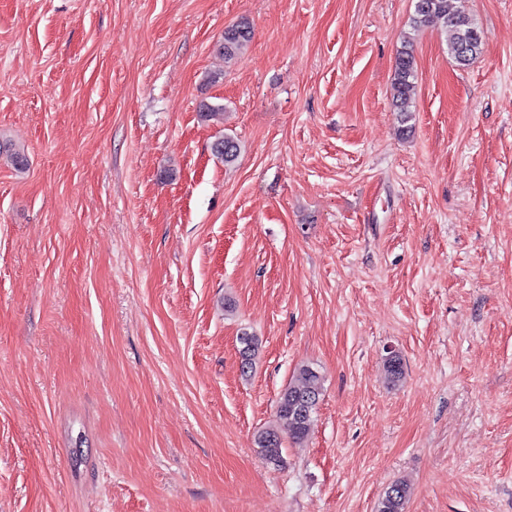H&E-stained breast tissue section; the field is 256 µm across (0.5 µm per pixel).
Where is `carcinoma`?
Here are the masks:
<instances>
[{"mask_svg":"<svg viewBox=\"0 0 512 512\" xmlns=\"http://www.w3.org/2000/svg\"><path fill=\"white\" fill-rule=\"evenodd\" d=\"M433 21L440 23L444 32L450 34L449 50L452 55H457L459 48H465L463 57L458 59L459 64H469L482 51L483 32L466 13L459 0H416L409 30L404 32L402 45L395 58L390 84L392 104L403 124L412 119L414 112L411 100V90L417 79L413 54L414 36ZM251 38V23L243 18L224 29V40L220 42L218 52L228 62L248 45ZM199 115L204 121L221 120L224 117V105L203 101L199 105ZM213 149L218 156L224 158L226 166L233 164L239 153L238 143L227 135L215 140ZM1 158L6 159L17 171L21 172L28 167L26 154L7 140L0 142ZM240 341L243 344L240 350L241 372L246 375L253 368L258 354V340L245 333L240 337ZM321 392V377L310 366L301 367L297 381L289 383L288 387L281 391L276 405V418L277 422L287 426L288 436L292 440L301 442L308 437L314 425ZM282 444L281 434L274 426L258 433L259 453L270 464L278 466L283 463ZM409 498L408 484L404 481H395L379 499L375 512H405Z\"/></svg>","mask_w":512,"mask_h":512,"instance_id":"1","label":"carcinoma"}]
</instances>
